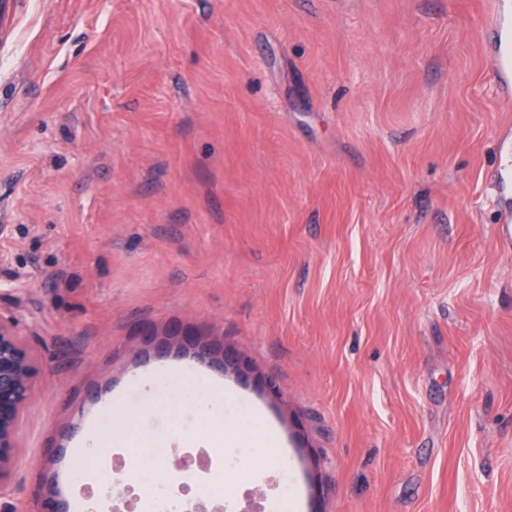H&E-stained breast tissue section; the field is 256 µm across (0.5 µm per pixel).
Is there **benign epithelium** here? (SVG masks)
I'll return each mask as SVG.
<instances>
[{"label": "benign epithelium", "mask_w": 512, "mask_h": 512, "mask_svg": "<svg viewBox=\"0 0 512 512\" xmlns=\"http://www.w3.org/2000/svg\"><path fill=\"white\" fill-rule=\"evenodd\" d=\"M39 374L35 349L17 332L12 316L0 315V488L13 481L18 464L21 409L33 399ZM34 512H69L66 500L54 495L37 501Z\"/></svg>", "instance_id": "obj_1"}]
</instances>
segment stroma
I'll return each instance as SVG.
<instances>
[{
  "instance_id": "stroma-1",
  "label": "stroma",
  "mask_w": 512,
  "mask_h": 512,
  "mask_svg": "<svg viewBox=\"0 0 512 512\" xmlns=\"http://www.w3.org/2000/svg\"><path fill=\"white\" fill-rule=\"evenodd\" d=\"M493 2L7 0L0 312L41 374L0 507L75 501L116 395L142 412L85 482L149 477L144 436L194 455V413L159 411L193 369L288 457L257 502L237 457L239 507L286 485L288 512H512ZM217 467L168 486L200 498Z\"/></svg>"
}]
</instances>
